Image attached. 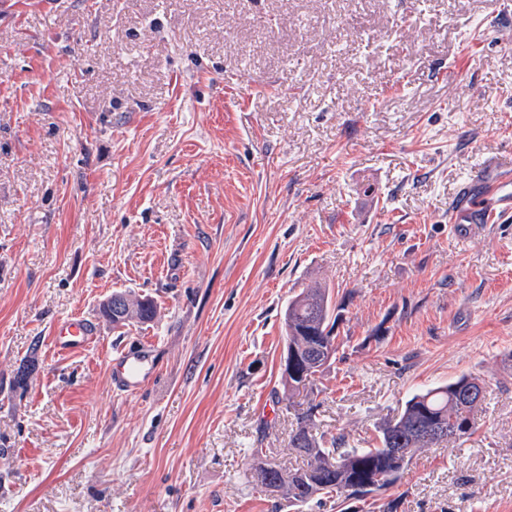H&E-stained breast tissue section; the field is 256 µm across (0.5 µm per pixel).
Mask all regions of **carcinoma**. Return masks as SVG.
Masks as SVG:
<instances>
[{
  "label": "carcinoma",
  "mask_w": 512,
  "mask_h": 512,
  "mask_svg": "<svg viewBox=\"0 0 512 512\" xmlns=\"http://www.w3.org/2000/svg\"><path fill=\"white\" fill-rule=\"evenodd\" d=\"M112 324L132 320L149 322L156 306L149 298H135L125 291L112 293ZM342 302L329 288L315 283L289 302L284 313V335L294 368L282 372L284 386L294 391L313 386L336 354L338 321ZM484 398V381L461 376L453 382L412 395L401 412L378 426V446L356 448L343 436L327 441L316 431L315 406L294 414L289 445L304 457L305 464L284 472L260 461L253 466L252 481L275 494L295 510L325 497L342 506L351 500L382 499L395 485L414 456L425 448L454 442L473 429L474 415Z\"/></svg>",
  "instance_id": "1"
}]
</instances>
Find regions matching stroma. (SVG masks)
Masks as SVG:
<instances>
[{
	"mask_svg": "<svg viewBox=\"0 0 512 512\" xmlns=\"http://www.w3.org/2000/svg\"><path fill=\"white\" fill-rule=\"evenodd\" d=\"M503 0H0V512H275L283 312L345 302L317 431L376 446L419 390L485 383L397 512H512V219L448 205L512 160ZM364 27L369 38L357 34ZM148 323L113 325L112 292ZM83 317L96 340L54 347ZM155 374L114 390L108 351ZM120 304V309H112V315L103 309V313L112 319L113 325H125L126 322L136 320L145 323L152 321L156 316V306L149 298H135L124 291H115L112 293V299L109 297L103 302V306L112 308V304Z\"/></svg>",
	"mask_w": 512,
	"mask_h": 512,
	"instance_id": "1",
	"label": "stroma"
}]
</instances>
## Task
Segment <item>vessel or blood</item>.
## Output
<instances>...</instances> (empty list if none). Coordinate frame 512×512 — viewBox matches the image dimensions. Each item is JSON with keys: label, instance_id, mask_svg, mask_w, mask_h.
<instances>
[{"label": "vessel or blood", "instance_id": "b4317fda", "mask_svg": "<svg viewBox=\"0 0 512 512\" xmlns=\"http://www.w3.org/2000/svg\"><path fill=\"white\" fill-rule=\"evenodd\" d=\"M512 216V167L497 165L487 176L460 186L449 205V224L453 231L463 232L475 224H487L494 218ZM96 328L84 319L65 322L55 339L56 348L72 352L93 342ZM112 383L117 391L134 393L153 377L149 351L131 354L117 351L108 359Z\"/></svg>", "mask_w": 512, "mask_h": 512}]
</instances>
